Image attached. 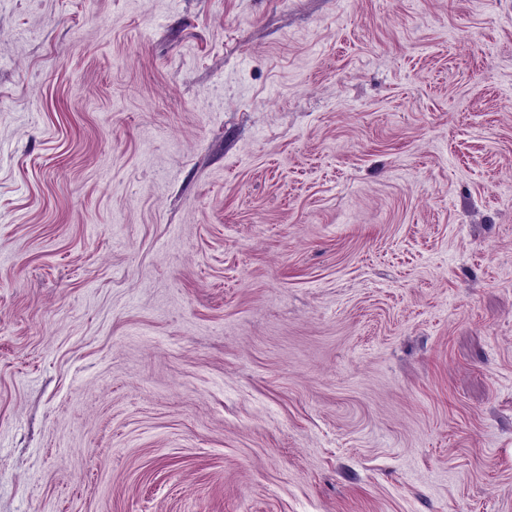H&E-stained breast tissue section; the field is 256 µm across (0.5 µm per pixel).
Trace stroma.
<instances>
[{
    "label": "stroma",
    "mask_w": 512,
    "mask_h": 512,
    "mask_svg": "<svg viewBox=\"0 0 512 512\" xmlns=\"http://www.w3.org/2000/svg\"><path fill=\"white\" fill-rule=\"evenodd\" d=\"M0 512H512V0H0Z\"/></svg>",
    "instance_id": "1"
}]
</instances>
